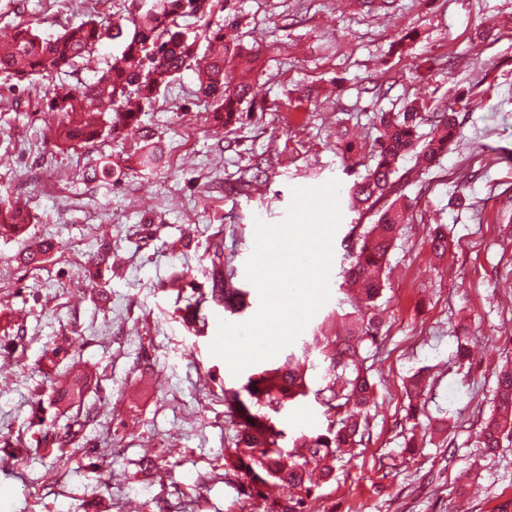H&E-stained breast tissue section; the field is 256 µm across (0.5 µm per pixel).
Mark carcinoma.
<instances>
[{
    "label": "carcinoma",
    "instance_id": "1",
    "mask_svg": "<svg viewBox=\"0 0 512 512\" xmlns=\"http://www.w3.org/2000/svg\"><path fill=\"white\" fill-rule=\"evenodd\" d=\"M229 0H151V6L137 10L129 24L89 19L74 25L54 39H43L28 27L17 29L12 40L0 48V73L22 81L33 75L76 71L92 62L104 39L120 44L118 54L107 62L102 75L89 83H60L46 93L44 111L52 116L51 133L58 146L71 148L101 138H116L139 122L140 111L129 107L135 98L149 105L162 88L168 87L190 66L201 41H206L209 63L197 72L199 91L215 104L214 119L233 123L248 96V84L233 80L226 63L238 51L224 40V29L234 28L233 16L224 15V26L190 33L178 23L183 17L200 19L227 9ZM424 106L414 102L403 111L380 118L375 164L360 181L348 189L351 203L366 206L374 222L355 239L349 267L342 270L345 281L358 286L359 296L346 313L348 327L342 335L323 336L312 331L301 353L288 354L285 363L263 368L247 377L238 390L225 394L231 421L236 426L234 447L224 454V468L240 473L251 491L263 502V512H279L278 501H268L265 488L281 486L289 495L294 512H307L304 496H309L327 478L330 462L343 449L363 444L367 432V408L374 396V383L364 367V345L379 342L381 319L378 300L385 282L383 269L395 245L403 222L401 199L403 177L397 175L399 160L416 148L418 156L431 165L448 151L457 135L455 112L445 110L420 132ZM31 223V214L10 202L0 201V235L18 236ZM54 246L49 242L29 245L20 253L26 267L38 268L49 260ZM208 290L199 293L194 314L186 318L193 330L206 325L201 312L204 303L230 313L246 307V292L234 287V273L224 266V242L214 238L206 249ZM324 364L321 385L311 389L307 380L312 355ZM325 405L327 426L320 432L303 434L284 448V431L276 416L289 404L308 396ZM85 416L61 431L45 432L43 441L60 448L78 444ZM512 436V367L497 374L490 416L480 427L477 447L492 455Z\"/></svg>",
    "mask_w": 512,
    "mask_h": 512
}]
</instances>
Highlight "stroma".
<instances>
[{"label":"stroma","instance_id":"stroma-1","mask_svg":"<svg viewBox=\"0 0 512 512\" xmlns=\"http://www.w3.org/2000/svg\"><path fill=\"white\" fill-rule=\"evenodd\" d=\"M130 0H0V38L17 27L54 38L93 17L125 16ZM239 72L251 92L242 121L224 128L184 70L140 114L128 136L58 148L42 99L52 84L88 83L118 45L99 47L93 67L36 75L12 87L0 76V199L34 216L23 235L0 236V512H240L244 480L223 468L235 426L224 392L232 375L210 352L218 323L259 308L245 277L255 223L281 222L297 187L350 186L371 164L380 113L413 100L450 107L458 135L439 163L400 162L409 221L389 256L378 346L363 354L377 388L363 445L336 460L313 491L311 512H493L512 496V440L486 455L474 436L491 410L496 368L512 361V0H234ZM162 149L155 169L138 162L143 136ZM353 141L344 152V141ZM269 171L248 194L233 192L256 159ZM112 173L85 182V167ZM330 298L311 326L334 329L350 309L341 272L355 225L369 219L340 196ZM442 224L447 258L427 242ZM224 240L234 283L248 291L235 314L209 306L206 333L181 310L205 288L206 246ZM59 251L32 270L29 243ZM113 267L88 278L98 245ZM187 286H169L172 273ZM481 342L458 363L457 338ZM90 369L80 396L55 400L69 376ZM428 380L411 414L410 380ZM92 410L77 447L42 443L80 410ZM288 437L327 426L307 397L279 415ZM416 438L415 453L406 442Z\"/></svg>","mask_w":512,"mask_h":512}]
</instances>
